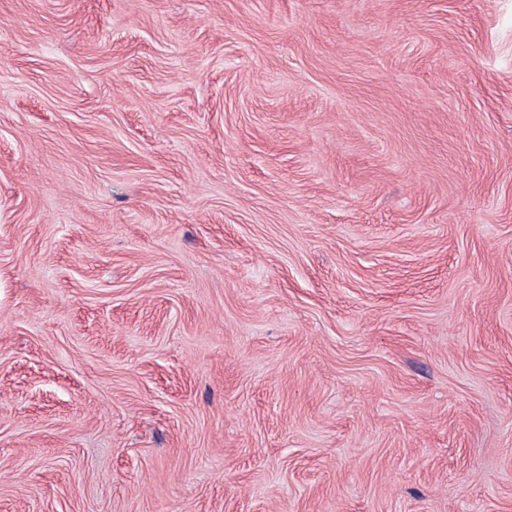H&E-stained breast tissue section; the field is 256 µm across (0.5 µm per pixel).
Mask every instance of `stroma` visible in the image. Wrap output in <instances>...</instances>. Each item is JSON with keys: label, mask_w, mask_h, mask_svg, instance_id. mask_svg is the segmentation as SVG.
<instances>
[{"label": "stroma", "mask_w": 512, "mask_h": 512, "mask_svg": "<svg viewBox=\"0 0 512 512\" xmlns=\"http://www.w3.org/2000/svg\"><path fill=\"white\" fill-rule=\"evenodd\" d=\"M0 512H512V0H0Z\"/></svg>", "instance_id": "1"}]
</instances>
